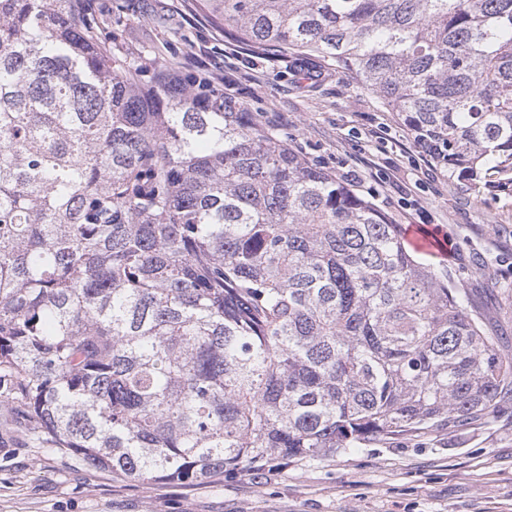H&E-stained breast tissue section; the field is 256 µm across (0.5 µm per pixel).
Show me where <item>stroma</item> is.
<instances>
[{"label": "stroma", "instance_id": "obj_1", "mask_svg": "<svg viewBox=\"0 0 512 512\" xmlns=\"http://www.w3.org/2000/svg\"><path fill=\"white\" fill-rule=\"evenodd\" d=\"M108 34L132 55L233 88L263 126L301 157L344 178L402 229L443 238L414 258L468 294L499 353L512 356V182L471 188L430 159L395 113L320 60L299 72L214 27L195 0H95ZM382 130L373 138L372 130ZM0 512H512V404L444 431L271 463L205 483L121 480L47 452L0 405Z\"/></svg>", "mask_w": 512, "mask_h": 512}]
</instances>
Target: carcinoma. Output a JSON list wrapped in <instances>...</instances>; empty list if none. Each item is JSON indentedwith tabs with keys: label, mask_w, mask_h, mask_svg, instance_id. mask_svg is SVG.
<instances>
[{
	"label": "carcinoma",
	"mask_w": 512,
	"mask_h": 512,
	"mask_svg": "<svg viewBox=\"0 0 512 512\" xmlns=\"http://www.w3.org/2000/svg\"><path fill=\"white\" fill-rule=\"evenodd\" d=\"M195 2L348 73L449 176L512 175V0ZM106 27L0 0V402L142 484L496 416L512 357L400 225Z\"/></svg>",
	"instance_id": "1"
}]
</instances>
